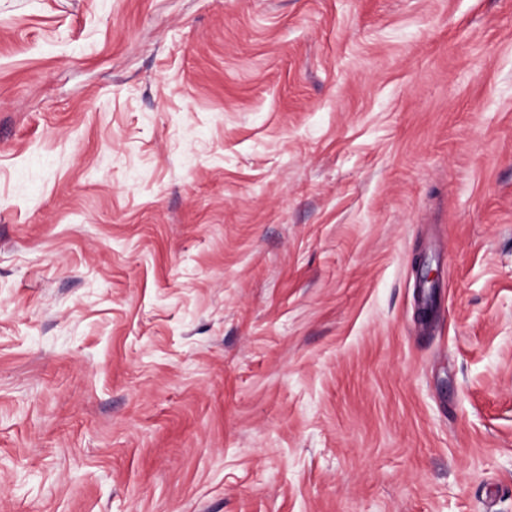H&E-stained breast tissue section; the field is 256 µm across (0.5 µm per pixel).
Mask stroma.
<instances>
[{"label": "stroma", "instance_id": "stroma-1", "mask_svg": "<svg viewBox=\"0 0 512 512\" xmlns=\"http://www.w3.org/2000/svg\"><path fill=\"white\" fill-rule=\"evenodd\" d=\"M0 512H512V0H0Z\"/></svg>", "mask_w": 512, "mask_h": 512}]
</instances>
